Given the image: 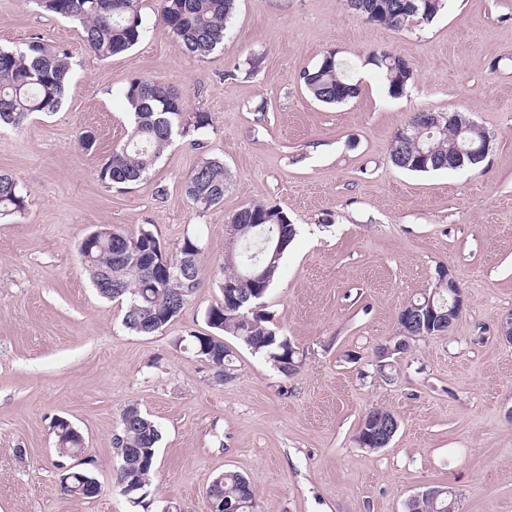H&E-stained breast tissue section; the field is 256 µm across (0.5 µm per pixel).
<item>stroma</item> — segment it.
Segmentation results:
<instances>
[{
    "label": "stroma",
    "instance_id": "obj_1",
    "mask_svg": "<svg viewBox=\"0 0 512 512\" xmlns=\"http://www.w3.org/2000/svg\"><path fill=\"white\" fill-rule=\"evenodd\" d=\"M160 7L142 0L143 39L104 59L35 0H0V48L37 40L72 65L58 111L0 128V171L26 194L22 213L0 218V512H210L206 489L227 469L249 480L258 512H406L433 486L453 488L460 512H512V344L498 334L512 312V0H448L399 31L345 0H237L204 59L177 50ZM375 50L410 61L402 96L366 64ZM330 52L359 83L338 105L300 80ZM134 78L172 87L184 114L210 124L175 138L148 178L111 187L97 170L128 137ZM420 110L475 121L493 139L487 158L461 171L393 165V137ZM85 131L94 151L78 145ZM204 157L227 169L223 202L205 211L183 191ZM255 202L297 231L263 308L299 370L284 377L229 336L235 370L220 381L189 336L207 332L222 299L225 226ZM145 225L166 255L187 236L204 251L201 288L152 335L124 328L125 301L100 297L78 252L93 231ZM443 266L464 291L462 315L379 359L401 307ZM129 403L161 431L143 507L115 483L112 439ZM374 407L400 421L376 452L356 441ZM58 418L84 437L96 497L61 489Z\"/></svg>",
    "mask_w": 512,
    "mask_h": 512
}]
</instances>
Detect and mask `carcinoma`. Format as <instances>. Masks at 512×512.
Instances as JSON below:
<instances>
[{
	"instance_id": "obj_1",
	"label": "carcinoma",
	"mask_w": 512,
	"mask_h": 512,
	"mask_svg": "<svg viewBox=\"0 0 512 512\" xmlns=\"http://www.w3.org/2000/svg\"><path fill=\"white\" fill-rule=\"evenodd\" d=\"M47 11L79 23L81 37L94 54L109 58L121 54L137 43L145 33L140 0H37ZM236 0H162L161 21L177 41L180 51L207 57L224 43L227 23L235 11ZM447 0H355L352 10L367 21L403 30L414 21L431 22L446 7ZM366 63L376 67L394 97L401 95L413 79L408 60L388 51H374ZM70 65L67 56L50 52L38 41H31L23 50H0V123L15 128L22 126L34 112H53L65 93ZM306 90L317 101L340 104L358 93L343 62L331 52L311 69L300 74ZM133 110L134 125L128 141L112 152L98 171L100 180L108 185H130L143 180L153 169L177 134L186 136L209 125L206 112H194L184 118L178 94L169 86L149 79L131 80L124 92ZM430 114L413 112L411 139L402 144L393 139L392 162L411 172L448 169V147L455 142L456 132L442 121V127H429ZM429 153L427 160L420 154ZM226 172L218 159L203 158L184 181L187 198L207 210L224 200ZM25 208L24 187L10 174H0V217L14 215ZM242 221L257 225V233L246 238L227 235L228 246L222 283L233 286L234 298L223 297L205 313L210 332L192 335V345L199 357L209 356L233 372L231 351L224 342L230 335L240 340L252 353L261 354L285 377L298 371L290 365L288 351L293 346L287 337L270 326V317L260 309L278 273L281 260L270 261L265 251L267 242L284 239L291 245L296 229L288 215L279 208L250 203L239 209L231 223ZM158 253L160 243L154 232L142 227L135 234L101 229L79 246L85 269L100 295L107 299L127 301L123 324L136 334L150 335L174 322L185 309L200 285V263L203 253L197 238L184 237L173 262L186 263V272L178 278L160 279L150 269L147 251ZM264 270V282L251 279L249 270ZM56 449L61 457L72 458L84 453V440L70 426L53 424ZM119 437L112 444L138 448L134 472L127 471L125 460L119 459L116 484L132 480L140 484L132 497L144 503L148 496L151 474L157 457L161 434L154 423L135 404L125 406L117 419ZM63 490L70 495L88 497L87 488L97 479L91 469L74 468ZM208 498L220 506L226 502L237 505V512H255L257 504L247 479L239 472L225 470L217 474L207 488ZM452 496L445 486L433 487V493L414 500L410 512H450Z\"/></svg>"
}]
</instances>
